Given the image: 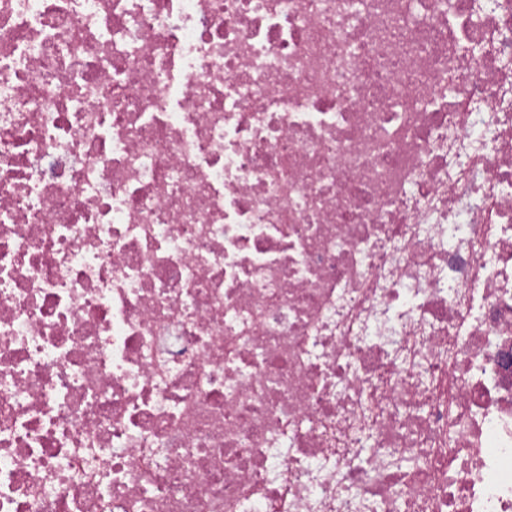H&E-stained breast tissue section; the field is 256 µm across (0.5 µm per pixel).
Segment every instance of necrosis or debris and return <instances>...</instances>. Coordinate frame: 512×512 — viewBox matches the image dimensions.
Wrapping results in <instances>:
<instances>
[{"label":"necrosis or debris","instance_id":"4bbe7bcc","mask_svg":"<svg viewBox=\"0 0 512 512\" xmlns=\"http://www.w3.org/2000/svg\"><path fill=\"white\" fill-rule=\"evenodd\" d=\"M0 512H512V0H0Z\"/></svg>","mask_w":512,"mask_h":512}]
</instances>
